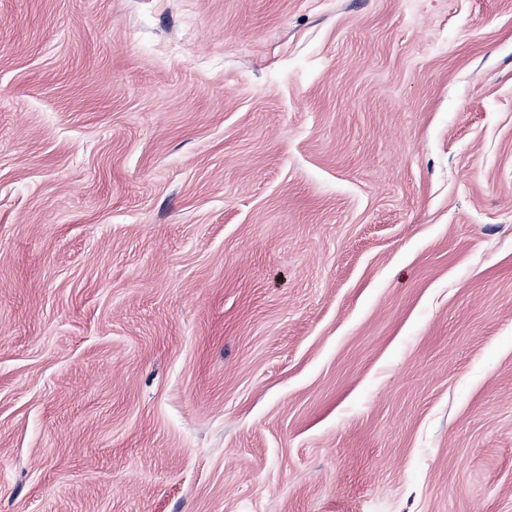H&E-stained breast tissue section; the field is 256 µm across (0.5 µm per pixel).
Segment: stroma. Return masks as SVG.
<instances>
[{
	"mask_svg": "<svg viewBox=\"0 0 512 512\" xmlns=\"http://www.w3.org/2000/svg\"><path fill=\"white\" fill-rule=\"evenodd\" d=\"M0 512H512V0H0Z\"/></svg>",
	"mask_w": 512,
	"mask_h": 512,
	"instance_id": "1",
	"label": "stroma"
}]
</instances>
